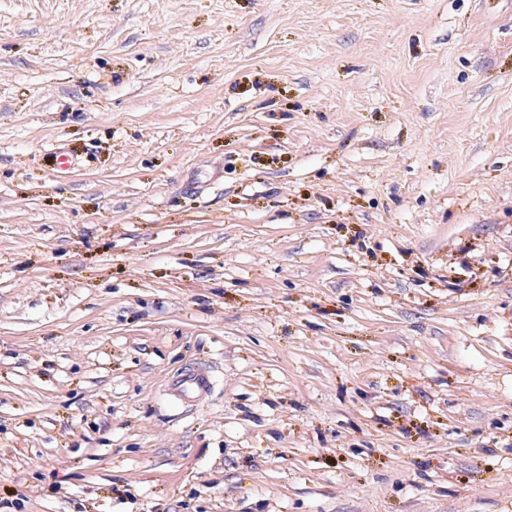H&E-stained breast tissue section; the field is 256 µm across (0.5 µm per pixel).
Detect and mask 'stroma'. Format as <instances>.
I'll return each mask as SVG.
<instances>
[{
  "instance_id": "obj_1",
  "label": "stroma",
  "mask_w": 512,
  "mask_h": 512,
  "mask_svg": "<svg viewBox=\"0 0 512 512\" xmlns=\"http://www.w3.org/2000/svg\"><path fill=\"white\" fill-rule=\"evenodd\" d=\"M0 512H512V0H0ZM211 377L207 371L201 369L188 370L171 382L172 395L182 404H195L201 401L208 393Z\"/></svg>"
}]
</instances>
